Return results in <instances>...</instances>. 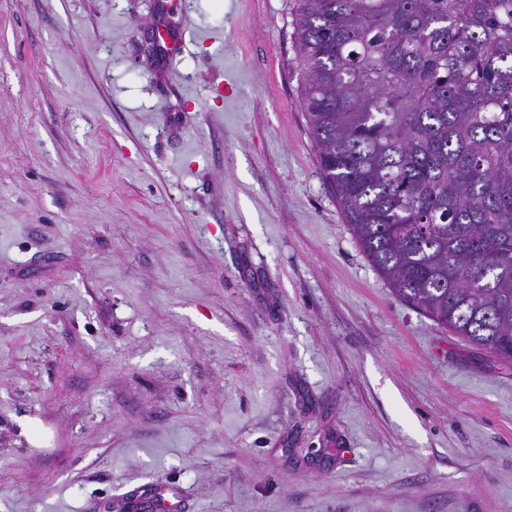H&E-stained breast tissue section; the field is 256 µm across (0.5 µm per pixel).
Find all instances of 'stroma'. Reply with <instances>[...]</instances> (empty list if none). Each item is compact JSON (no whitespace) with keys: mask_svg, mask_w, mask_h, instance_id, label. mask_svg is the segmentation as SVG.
Wrapping results in <instances>:
<instances>
[{"mask_svg":"<svg viewBox=\"0 0 512 512\" xmlns=\"http://www.w3.org/2000/svg\"><path fill=\"white\" fill-rule=\"evenodd\" d=\"M168 2L0 0V512H512V362L365 258L296 0Z\"/></svg>","mask_w":512,"mask_h":512,"instance_id":"1","label":"stroma"}]
</instances>
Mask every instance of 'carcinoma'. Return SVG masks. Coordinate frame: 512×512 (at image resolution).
Here are the masks:
<instances>
[{"mask_svg": "<svg viewBox=\"0 0 512 512\" xmlns=\"http://www.w3.org/2000/svg\"><path fill=\"white\" fill-rule=\"evenodd\" d=\"M317 161L392 291L512 361V0H298Z\"/></svg>", "mask_w": 512, "mask_h": 512, "instance_id": "obj_1", "label": "carcinoma"}]
</instances>
